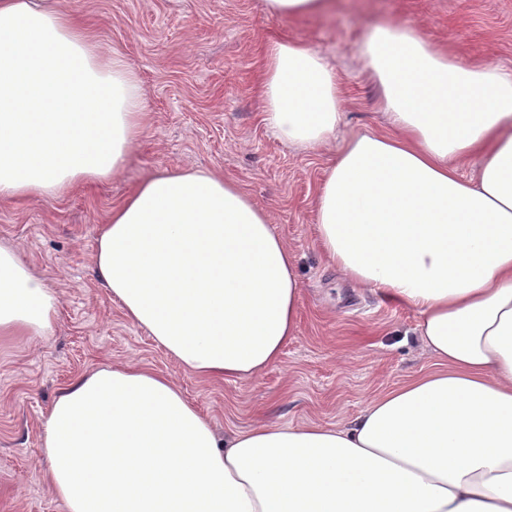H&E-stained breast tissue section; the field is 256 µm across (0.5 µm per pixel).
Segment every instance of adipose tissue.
<instances>
[{
	"label": "adipose tissue",
	"mask_w": 512,
	"mask_h": 512,
	"mask_svg": "<svg viewBox=\"0 0 512 512\" xmlns=\"http://www.w3.org/2000/svg\"><path fill=\"white\" fill-rule=\"evenodd\" d=\"M360 55L386 128L341 142L317 191V242L355 287L418 312L432 367L346 425L222 437L167 375L93 370L43 424L67 512H512V73L461 62L405 23L372 28ZM263 96L282 143L336 140L342 90L307 44L268 47ZM148 121L138 71L79 14L0 0V201L116 177ZM94 269L124 316L202 379L259 376L296 334L294 253L209 169L140 181L113 208ZM58 309L0 245V336H49Z\"/></svg>",
	"instance_id": "ef3b65f1"
}]
</instances>
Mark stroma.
<instances>
[{
  "mask_svg": "<svg viewBox=\"0 0 512 512\" xmlns=\"http://www.w3.org/2000/svg\"><path fill=\"white\" fill-rule=\"evenodd\" d=\"M55 2L84 15L138 69L150 123L122 175L59 199L0 202V243L60 299L52 336L0 342V512H66L45 481L43 422L56 397L94 369L135 364L168 375L224 433L259 421L336 427L430 368L415 309L326 265L315 194L338 141L383 124L380 89L360 61L369 27L409 23L464 61L512 70V0H340L334 16L292 19L264 0ZM292 39L330 58L345 93L336 143L315 151L281 143L261 120L265 50ZM177 167L237 181L297 256V333L258 377L205 381L180 368L94 274L113 207L143 177Z\"/></svg>",
  "mask_w": 512,
  "mask_h": 512,
  "instance_id": "obj_1",
  "label": "stroma"
}]
</instances>
